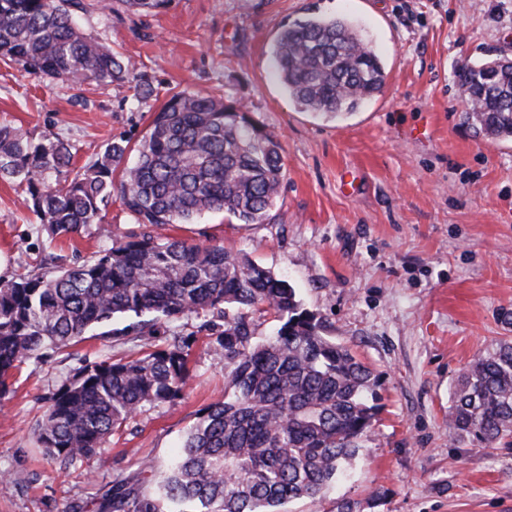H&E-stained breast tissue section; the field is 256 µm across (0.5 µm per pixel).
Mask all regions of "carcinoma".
I'll use <instances>...</instances> for the list:
<instances>
[{
  "label": "carcinoma",
  "instance_id": "obj_1",
  "mask_svg": "<svg viewBox=\"0 0 512 512\" xmlns=\"http://www.w3.org/2000/svg\"><path fill=\"white\" fill-rule=\"evenodd\" d=\"M77 0H0V52L30 74L63 82L131 83L153 95L144 75L74 19ZM279 82L303 111L338 117L384 89L388 73L361 30L344 17L283 26L274 48ZM464 118L490 139H512V58L466 61L456 74ZM74 146L32 140L0 125V178L26 186V207L52 235L103 223L118 192L139 224H193L223 211L240 224H268L285 177L282 148L241 108L212 93H176L135 148L112 142L73 167ZM272 312L279 327L265 341L252 314ZM155 314L135 328L191 314L224 321L212 341L224 360V401L198 413L181 451L154 492L115 478L98 512H281L323 493L356 459L379 414L378 376L321 332L296 289L273 271L218 245L150 234L115 240L94 259L54 276L0 281V392L26 359L68 347L87 330ZM185 345L81 367L51 399L38 425L46 455L64 467L99 459L112 432L157 403L184 395ZM448 431L488 447L512 446V341L478 354L451 392Z\"/></svg>",
  "mask_w": 512,
  "mask_h": 512
}]
</instances>
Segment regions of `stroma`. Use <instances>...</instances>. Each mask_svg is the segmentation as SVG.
I'll list each match as a JSON object with an SVG mask.
<instances>
[{
  "label": "stroma",
  "instance_id": "35a3bbf8",
  "mask_svg": "<svg viewBox=\"0 0 512 512\" xmlns=\"http://www.w3.org/2000/svg\"><path fill=\"white\" fill-rule=\"evenodd\" d=\"M83 28L136 63L155 88L42 79L0 61V122L53 134L93 161L115 140L136 145L171 93L210 92L242 105L281 143L286 176L267 224L212 212L164 236L221 244L286 277L324 335L381 380V411L346 475L282 512H512V447L448 433L458 374L498 339L512 340V142L477 136L455 69L512 57V0H172L150 14L125 0H82ZM347 16L388 73L383 92L340 118L298 110L274 72L283 25ZM0 180V278L52 276L140 235L120 200L103 225L49 236ZM109 226L103 236L101 226ZM213 318L189 315L157 336L87 333L24 362L0 396V512H95L99 488L139 472L156 479L197 413L224 398V362L210 349ZM188 342L183 397L156 404L104 443L101 461L64 468L43 456L37 426L80 367Z\"/></svg>",
  "mask_w": 512,
  "mask_h": 512
}]
</instances>
